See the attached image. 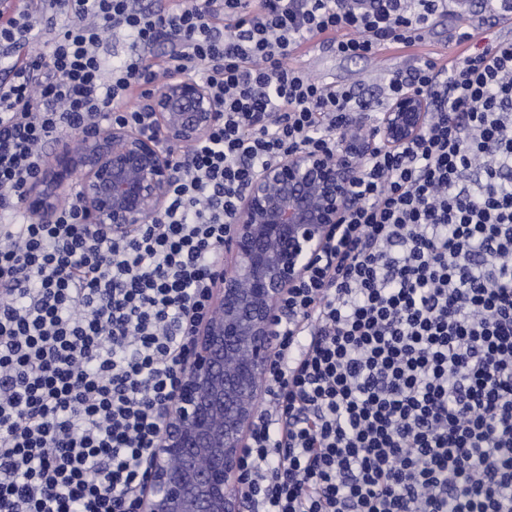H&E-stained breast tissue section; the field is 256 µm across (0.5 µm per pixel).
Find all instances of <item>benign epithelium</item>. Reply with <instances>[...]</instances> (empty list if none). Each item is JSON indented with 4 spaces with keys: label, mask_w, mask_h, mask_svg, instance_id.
<instances>
[{
    "label": "benign epithelium",
    "mask_w": 512,
    "mask_h": 512,
    "mask_svg": "<svg viewBox=\"0 0 512 512\" xmlns=\"http://www.w3.org/2000/svg\"><path fill=\"white\" fill-rule=\"evenodd\" d=\"M137 106L150 113L155 134L114 123L57 140L23 196L35 218L49 221L72 200L92 231L129 238L165 211L177 177L165 145L206 138L218 104L195 77L174 74ZM432 108L424 94L400 93L370 135L344 130L334 158L298 148L261 168L241 192L226 219L211 311L192 331V353L165 409L138 512H240L241 459L277 352L275 311L342 223L363 161L378 147L416 140Z\"/></svg>",
    "instance_id": "1"
}]
</instances>
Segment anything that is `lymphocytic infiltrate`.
<instances>
[{"instance_id":"f902f5d3","label":"lymphocytic infiltrate","mask_w":512,"mask_h":512,"mask_svg":"<svg viewBox=\"0 0 512 512\" xmlns=\"http://www.w3.org/2000/svg\"><path fill=\"white\" fill-rule=\"evenodd\" d=\"M458 14L461 50L357 98L294 60L412 40ZM471 0H24L0 20V512H137L225 217L263 166L334 156L355 112L434 95L423 135L363 163L354 204L276 318L242 459L256 512H512V40L470 52ZM43 47L16 63L34 33ZM172 37L169 61L149 54ZM130 51L107 64L109 43ZM183 70L220 107L175 157L161 217L130 239L72 203L21 206L46 144L121 122Z\"/></svg>"}]
</instances>
